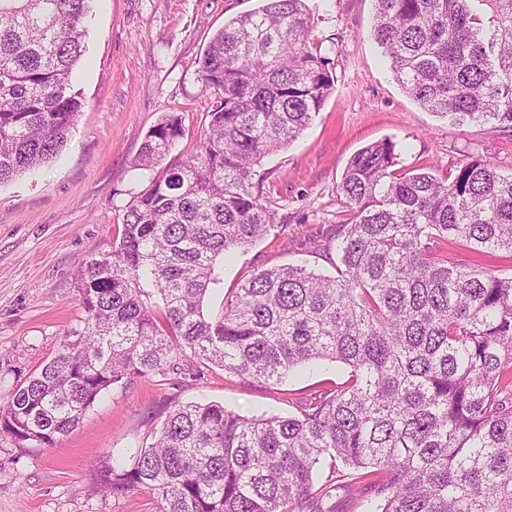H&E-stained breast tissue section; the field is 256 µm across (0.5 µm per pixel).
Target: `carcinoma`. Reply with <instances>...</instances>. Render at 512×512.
I'll list each match as a JSON object with an SVG mask.
<instances>
[{"instance_id": "carcinoma-1", "label": "carcinoma", "mask_w": 512, "mask_h": 512, "mask_svg": "<svg viewBox=\"0 0 512 512\" xmlns=\"http://www.w3.org/2000/svg\"><path fill=\"white\" fill-rule=\"evenodd\" d=\"M91 2L0 0V185L55 158L83 112L71 77ZM374 2V39L417 104L512 130V0ZM310 30L304 0H264L210 37L204 137L128 205L112 250L83 263L82 324L0 410V433L52 448L110 386L186 353L266 384L341 362L349 379L299 416L174 405L152 442L103 467L102 488L147 489L163 512H325L336 492L362 512H512V276L433 256L448 240L512 255V174L482 160L451 179L400 173L396 144L372 143L338 185L352 217L337 275L257 269L204 315L217 259L277 228L255 166L333 93ZM184 134L165 115L137 167Z\"/></svg>"}]
</instances>
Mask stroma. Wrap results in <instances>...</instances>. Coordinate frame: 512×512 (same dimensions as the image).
<instances>
[{
    "mask_svg": "<svg viewBox=\"0 0 512 512\" xmlns=\"http://www.w3.org/2000/svg\"><path fill=\"white\" fill-rule=\"evenodd\" d=\"M310 39L335 90L289 146L257 167L277 227L218 260L206 316L254 270L301 264L336 276L333 238L350 211L337 187L361 148L395 142L398 167L439 177L484 160L512 174V131L459 126L410 99L371 37L374 0H305ZM260 0H94L84 23L86 53L72 85L86 106L50 163L0 186V408L39 372L84 315L77 283L86 260L109 252L126 206L149 185L137 168L145 136L168 113L185 135L163 165L185 159L202 138L214 99L197 62L225 22ZM329 363L277 385L250 384L217 367L179 363L163 374L111 386L54 447H18L0 437V512H161L146 489L110 494L100 468L114 450L141 443L177 402H215L246 417L292 416L345 382Z\"/></svg>",
    "mask_w": 512,
    "mask_h": 512,
    "instance_id": "stroma-1",
    "label": "stroma"
}]
</instances>
